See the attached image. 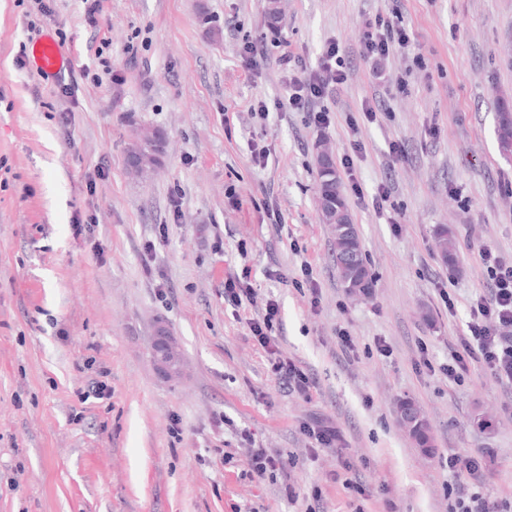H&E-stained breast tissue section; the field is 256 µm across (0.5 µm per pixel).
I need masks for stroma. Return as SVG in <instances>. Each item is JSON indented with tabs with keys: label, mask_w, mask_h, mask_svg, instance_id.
Returning a JSON list of instances; mask_svg holds the SVG:
<instances>
[{
	"label": "stroma",
	"mask_w": 512,
	"mask_h": 512,
	"mask_svg": "<svg viewBox=\"0 0 512 512\" xmlns=\"http://www.w3.org/2000/svg\"><path fill=\"white\" fill-rule=\"evenodd\" d=\"M267 4L102 0L91 18L82 0H52L49 17L37 0H0V512H448L463 482L443 457L482 448L484 494L512 500V387L421 363L447 362L465 334L488 288L479 248L512 262V160L495 134L498 103L512 102V0H283L276 26ZM380 19L410 46L366 56ZM46 36L74 96L29 60ZM332 41L345 83L291 107L290 78ZM262 103L268 115H252ZM322 109L326 127L312 120ZM135 123L167 138L144 180L125 167ZM324 142L339 155L360 145L365 196L390 187L380 210L345 196L376 281L367 300L342 287L318 215ZM441 224L455 231L452 266L435 246ZM243 273L255 301L236 311L224 282ZM269 299L278 353L315 380L310 393L272 373L250 331ZM160 323L185 361L176 380L151 363ZM96 380L110 397L81 400ZM405 397L430 422L432 454L398 424ZM316 421L340 449H316L301 429ZM254 447L285 471L253 475ZM346 457L365 495L344 485Z\"/></svg>",
	"instance_id": "35a3bbf8"
}]
</instances>
